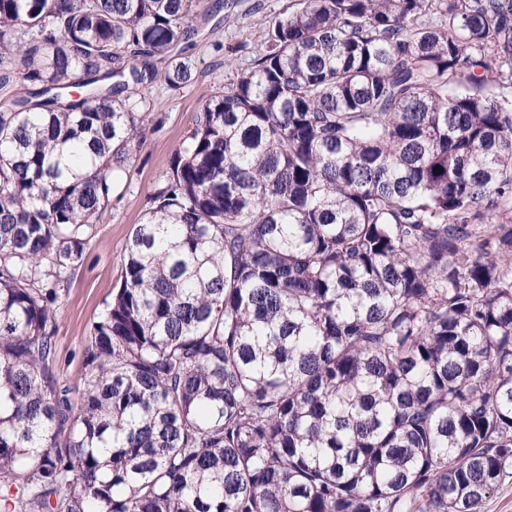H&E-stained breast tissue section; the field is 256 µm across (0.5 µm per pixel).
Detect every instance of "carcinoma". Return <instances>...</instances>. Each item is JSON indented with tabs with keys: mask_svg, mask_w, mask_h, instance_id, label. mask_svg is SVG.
<instances>
[{
	"mask_svg": "<svg viewBox=\"0 0 512 512\" xmlns=\"http://www.w3.org/2000/svg\"><path fill=\"white\" fill-rule=\"evenodd\" d=\"M193 0H0V509L480 512L512 475V0H291L55 373Z\"/></svg>",
	"mask_w": 512,
	"mask_h": 512,
	"instance_id": "carcinoma-1",
	"label": "carcinoma"
}]
</instances>
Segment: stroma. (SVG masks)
<instances>
[{"mask_svg": "<svg viewBox=\"0 0 512 512\" xmlns=\"http://www.w3.org/2000/svg\"><path fill=\"white\" fill-rule=\"evenodd\" d=\"M288 0H241L233 14L219 13L199 30L192 56L196 80L173 89L157 83L146 90L153 104L144 115L147 136L126 166L123 182L100 215L84 262L71 275L56 309L55 370L60 385L79 391L88 328L103 313L118 287L130 231L141 222L162 186L169 161L186 139L206 95L228 83L264 47L263 31Z\"/></svg>", "mask_w": 512, "mask_h": 512, "instance_id": "1", "label": "stroma"}]
</instances>
